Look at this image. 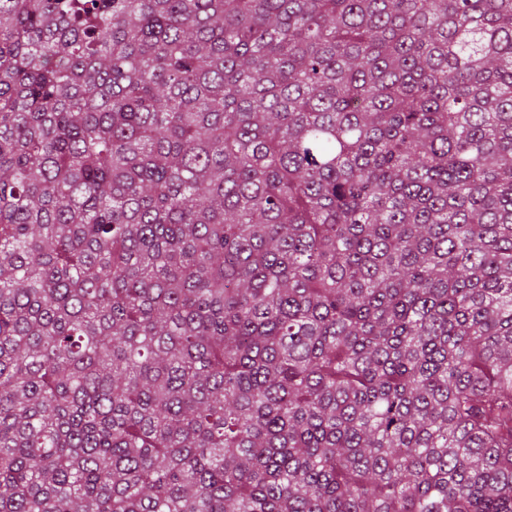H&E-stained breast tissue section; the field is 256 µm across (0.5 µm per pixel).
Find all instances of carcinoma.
Wrapping results in <instances>:
<instances>
[{"mask_svg":"<svg viewBox=\"0 0 512 512\" xmlns=\"http://www.w3.org/2000/svg\"><path fill=\"white\" fill-rule=\"evenodd\" d=\"M0 512H512V0H0Z\"/></svg>","mask_w":512,"mask_h":512,"instance_id":"1","label":"carcinoma"}]
</instances>
